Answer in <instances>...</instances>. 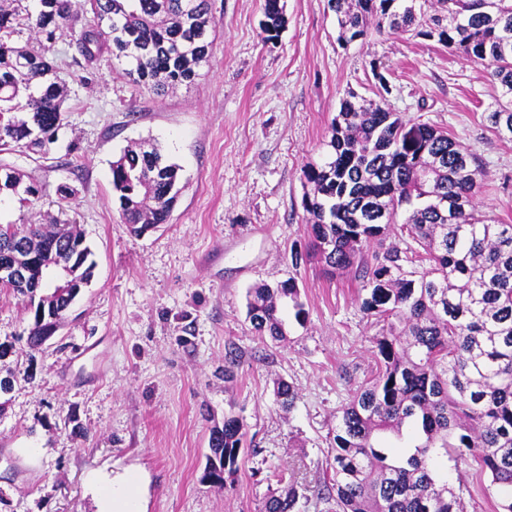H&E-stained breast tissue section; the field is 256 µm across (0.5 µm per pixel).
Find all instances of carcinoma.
<instances>
[{"label": "carcinoma", "instance_id": "cac0c4a2", "mask_svg": "<svg viewBox=\"0 0 512 512\" xmlns=\"http://www.w3.org/2000/svg\"><path fill=\"white\" fill-rule=\"evenodd\" d=\"M91 19L70 18V0H8L0 6V152L25 146L46 156L64 112L58 66L45 55L61 24L81 61L103 51L125 60L123 74L161 90L190 84L209 60L216 26L210 0H87ZM417 0H328L338 40L351 42L369 27L435 38L452 52L485 64L506 102L487 114L494 131L512 136V0H436L430 14ZM266 39L285 24L280 0H265ZM409 126L382 101L348 93L332 122L329 151L309 163L303 200L311 223L309 249L330 271H355L366 297L362 309L383 323L374 340L378 369L356 386L339 411L333 475L323 499L336 512H463L461 500L437 479L431 456L466 455L504 493L499 512H512V224H495L476 209L479 158L427 124L405 140ZM111 184L130 231L141 236L167 223L179 193V167L157 144L124 150L111 165ZM25 205L39 194L9 165L0 164V195ZM407 230L427 264L419 278L404 271L398 248L383 242L402 206ZM69 271L71 287L49 283L37 259ZM22 275L0 286L26 299L33 314L27 345L45 344L42 316H62L95 268L74 224L30 225L23 233L0 224V251ZM47 293L39 296L37 292ZM304 318L299 286L288 278L249 290L253 328L284 339L280 305ZM418 426L414 449L394 455L381 434ZM243 421L224 415L209 435L203 479L217 487L237 471ZM297 488L267 498L263 512H295Z\"/></svg>", "mask_w": 512, "mask_h": 512}]
</instances>
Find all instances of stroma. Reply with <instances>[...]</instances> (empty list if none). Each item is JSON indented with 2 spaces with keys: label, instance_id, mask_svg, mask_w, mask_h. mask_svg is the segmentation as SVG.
Listing matches in <instances>:
<instances>
[{
  "label": "stroma",
  "instance_id": "1",
  "mask_svg": "<svg viewBox=\"0 0 512 512\" xmlns=\"http://www.w3.org/2000/svg\"><path fill=\"white\" fill-rule=\"evenodd\" d=\"M286 24L265 40L264 0H210L216 28L194 82L136 85L110 53L74 65L69 30L46 49L66 90L64 126L47 157L0 156L38 185L27 205L0 202V224H76L96 262L90 286L36 351L33 320L0 288V512H99L102 477L123 476L129 512H261L295 485L299 512H328L318 492L332 471L336 416L377 370L381 325L353 276L293 264L309 243L303 167L320 160L348 93L386 99L404 120L447 130L482 160L479 210L512 224V138L483 120L500 96L481 63L434 39L369 31L337 39L327 0H281ZM149 140L180 168L167 224L131 233L110 164ZM76 189L62 200L58 185ZM296 278L305 308H285L286 338L258 335L250 288ZM236 350L235 379H224ZM296 399L281 409L278 380ZM246 437L223 488L204 481L212 428L226 413ZM83 434L75 436L73 425ZM436 470L465 512H495L488 475L471 463Z\"/></svg>",
  "mask_w": 512,
  "mask_h": 512
}]
</instances>
